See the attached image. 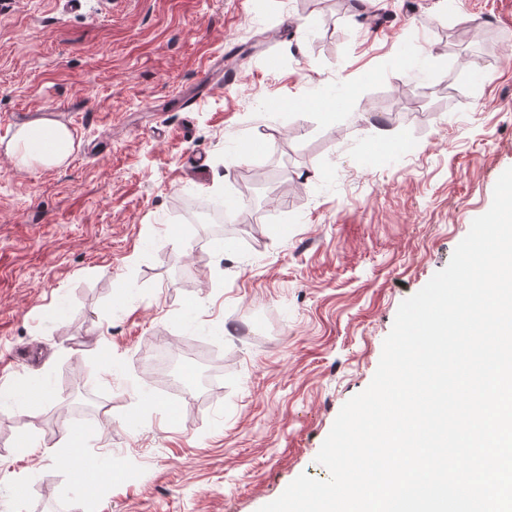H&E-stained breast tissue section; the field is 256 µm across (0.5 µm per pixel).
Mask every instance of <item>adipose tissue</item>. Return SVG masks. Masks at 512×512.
<instances>
[{
    "label": "adipose tissue",
    "instance_id": "adipose-tissue-1",
    "mask_svg": "<svg viewBox=\"0 0 512 512\" xmlns=\"http://www.w3.org/2000/svg\"><path fill=\"white\" fill-rule=\"evenodd\" d=\"M73 147L71 130L65 124L45 118L19 127L6 149L20 161L60 167L67 164Z\"/></svg>",
    "mask_w": 512,
    "mask_h": 512
}]
</instances>
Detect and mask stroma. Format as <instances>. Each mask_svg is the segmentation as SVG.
I'll use <instances>...</instances> for the list:
<instances>
[{
    "instance_id": "1",
    "label": "stroma",
    "mask_w": 512,
    "mask_h": 512,
    "mask_svg": "<svg viewBox=\"0 0 512 512\" xmlns=\"http://www.w3.org/2000/svg\"><path fill=\"white\" fill-rule=\"evenodd\" d=\"M343 4L0 0V512H258L328 478L400 304L512 167V0ZM50 114L68 164L20 166ZM159 337L184 396L142 368ZM51 141V148L44 150V140ZM74 138L71 130L52 119H42L19 127L6 146L9 154L22 162L36 161L47 167L67 164L73 152Z\"/></svg>"
}]
</instances>
